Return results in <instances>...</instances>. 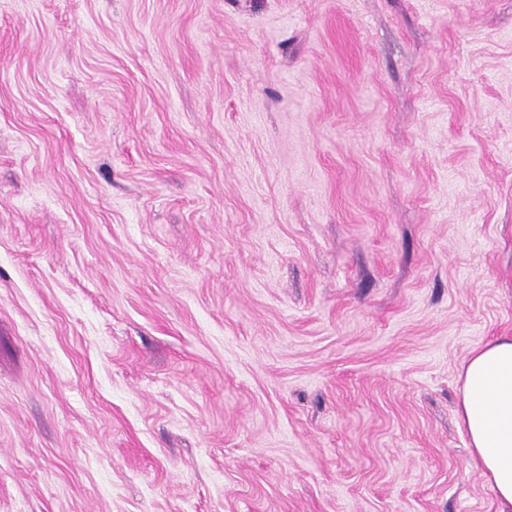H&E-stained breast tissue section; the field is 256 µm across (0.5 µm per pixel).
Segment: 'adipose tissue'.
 <instances>
[{
	"label": "adipose tissue",
	"instance_id": "1",
	"mask_svg": "<svg viewBox=\"0 0 512 512\" xmlns=\"http://www.w3.org/2000/svg\"><path fill=\"white\" fill-rule=\"evenodd\" d=\"M459 380L457 418L470 459L493 491L497 512H512V336L473 349Z\"/></svg>",
	"mask_w": 512,
	"mask_h": 512
}]
</instances>
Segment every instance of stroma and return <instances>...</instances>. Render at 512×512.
<instances>
[{
  "label": "stroma",
  "instance_id": "stroma-1",
  "mask_svg": "<svg viewBox=\"0 0 512 512\" xmlns=\"http://www.w3.org/2000/svg\"><path fill=\"white\" fill-rule=\"evenodd\" d=\"M512 0H0V512H496ZM459 380L457 418L470 459L493 491L497 512H511L512 336L473 349Z\"/></svg>",
  "mask_w": 512,
  "mask_h": 512
}]
</instances>
